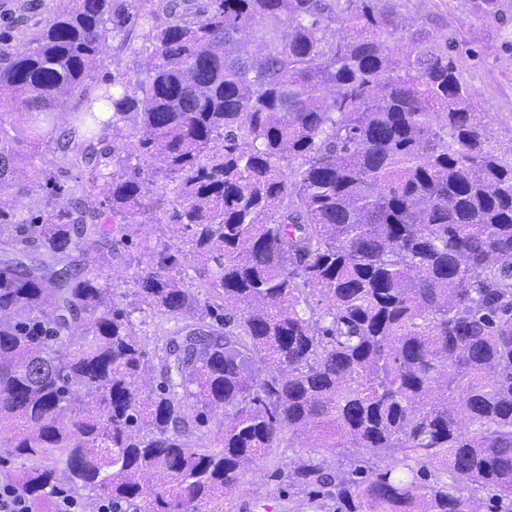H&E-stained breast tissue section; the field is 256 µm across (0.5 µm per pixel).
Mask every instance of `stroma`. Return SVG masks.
<instances>
[{"mask_svg": "<svg viewBox=\"0 0 512 512\" xmlns=\"http://www.w3.org/2000/svg\"><path fill=\"white\" fill-rule=\"evenodd\" d=\"M401 20L406 26L425 27L434 35L455 36L461 49L472 50L464 58V76L477 94L487 141L502 157L512 156V0H500L502 19L498 22L475 18L470 13V0H402ZM60 159L55 140H45L36 150L31 166L23 178L31 191L22 198L23 210H36L42 204L37 188L39 171L51 168ZM185 234L169 224L163 214H147L135 227L133 242L123 248L111 263L98 265L97 270L114 289V298L122 307L132 310L139 333L152 331L153 313L136 294V279L142 271L138 258L144 246L157 241H183ZM309 443L296 439L294 447L276 448L260 458L246 472V491L230 503L231 512H296L304 495L293 489L280 493L274 478L277 469L298 457L308 455Z\"/></svg>", "mask_w": 512, "mask_h": 512, "instance_id": "obj_1", "label": "stroma"}]
</instances>
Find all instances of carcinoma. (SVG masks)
Instances as JSON below:
<instances>
[{
  "label": "carcinoma",
  "instance_id": "obj_1",
  "mask_svg": "<svg viewBox=\"0 0 512 512\" xmlns=\"http://www.w3.org/2000/svg\"><path fill=\"white\" fill-rule=\"evenodd\" d=\"M66 2L20 51L33 5L0 3V462L32 512L59 486L224 512L298 434L349 459L284 464L316 509L475 512L484 492L512 512V160L458 41L402 26L399 0ZM471 4L500 20V0ZM111 35L142 77L92 86ZM53 135L66 165L26 216L20 148ZM152 211L190 248L145 247L141 336L82 261Z\"/></svg>",
  "mask_w": 512,
  "mask_h": 512
}]
</instances>
